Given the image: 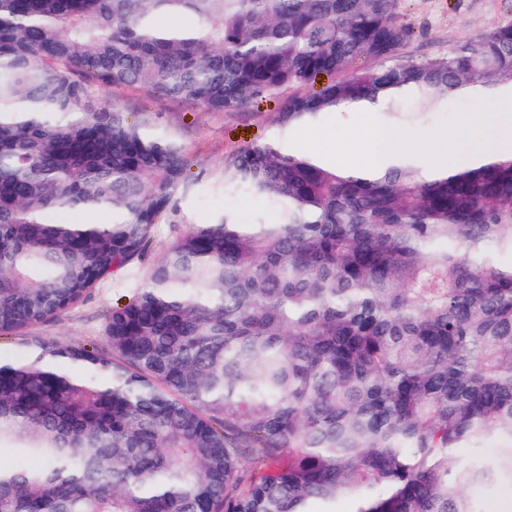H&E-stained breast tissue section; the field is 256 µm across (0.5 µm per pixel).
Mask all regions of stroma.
Wrapping results in <instances>:
<instances>
[{
	"instance_id": "obj_1",
	"label": "stroma",
	"mask_w": 512,
	"mask_h": 512,
	"mask_svg": "<svg viewBox=\"0 0 512 512\" xmlns=\"http://www.w3.org/2000/svg\"><path fill=\"white\" fill-rule=\"evenodd\" d=\"M398 19L413 36L406 52L417 60L446 55L466 36L512 21V0H399ZM104 98L125 111L147 115L153 131L177 139L189 160L187 192L175 209L154 226L144 258L104 282L83 303L58 318L33 326L29 333L59 343H106L112 307L128 302L147 283V273L167 246L193 224H209L224 210H236L242 221L263 211V203L224 191V163L245 145L274 135L282 105L272 98L258 107L234 112H206L160 94L128 88L104 91Z\"/></svg>"
}]
</instances>
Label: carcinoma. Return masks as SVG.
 <instances>
[{
    "label": "carcinoma",
    "instance_id": "cac0c4a2",
    "mask_svg": "<svg viewBox=\"0 0 512 512\" xmlns=\"http://www.w3.org/2000/svg\"><path fill=\"white\" fill-rule=\"evenodd\" d=\"M398 0H0V338L141 259L185 192L184 147L99 91L211 112L288 93L283 135L379 106L417 120L512 90V21L401 55ZM190 16L192 26L180 24ZM194 224L112 308L108 346L0 359V512H478L512 481V154L367 173L276 139L224 163ZM505 442L495 469L452 451ZM473 496L481 512H512V483L480 486L475 488Z\"/></svg>",
    "mask_w": 512,
    "mask_h": 512
}]
</instances>
